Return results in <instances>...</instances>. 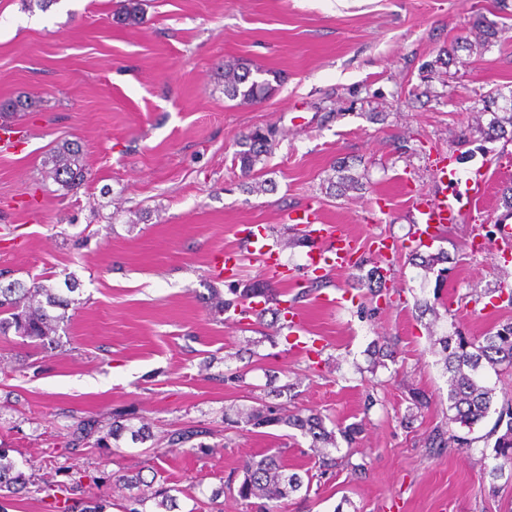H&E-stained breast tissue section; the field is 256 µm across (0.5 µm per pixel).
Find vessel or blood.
I'll use <instances>...</instances> for the list:
<instances>
[{"mask_svg":"<svg viewBox=\"0 0 512 512\" xmlns=\"http://www.w3.org/2000/svg\"><path fill=\"white\" fill-rule=\"evenodd\" d=\"M436 177L439 183L437 192L420 193L411 200L415 215L414 240L418 243L447 225L462 222L464 218L461 199L454 191L458 182L455 168L450 167L449 163H441L436 169ZM288 220L295 229L304 231L311 242L307 269L316 271L326 266L338 269L353 267L352 240L342 234L326 236L324 221L316 213L295 212L289 214ZM247 245L263 259L267 271L278 273V253L266 225H252Z\"/></svg>","mask_w":512,"mask_h":512,"instance_id":"vessel-or-blood-1","label":"vessel or blood"}]
</instances>
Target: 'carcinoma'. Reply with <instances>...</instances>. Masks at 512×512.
Listing matches in <instances>:
<instances>
[{"instance_id": "carcinoma-1", "label": "carcinoma", "mask_w": 512, "mask_h": 512, "mask_svg": "<svg viewBox=\"0 0 512 512\" xmlns=\"http://www.w3.org/2000/svg\"><path fill=\"white\" fill-rule=\"evenodd\" d=\"M144 18L142 0H124L120 20L137 25ZM224 96L230 100L253 103L263 100L271 90L267 79L253 76L250 69L240 63L224 65ZM483 114L491 118L483 133L491 140H512V86L499 87L483 96ZM242 150L236 153L240 168L251 172L260 156L267 152L268 138L253 132L240 141ZM82 147L77 142H65L53 150L44 161L46 174L63 188H69L84 180L85 167L82 162ZM339 190L359 188V178L350 173L346 165L335 169ZM386 276L377 267L365 276L364 286L374 298L383 296ZM73 300L64 298L55 289L42 282H34L27 287L19 282H11L5 287L0 286V333L9 330L23 338L41 342L53 340L52 333L57 331L59 324L71 319L68 309ZM443 353L444 366L448 373V417L449 429H436L427 437L430 448H449L454 445L471 446L478 438L459 436L450 429L452 425L473 431L474 426L486 419L489 413L497 414L496 421L489 435L497 433L500 426L505 432L495 440L494 459L498 464L489 471L492 480L509 474L512 478V399L503 400L500 408L494 407L497 382L501 375L512 371V322H502L485 334L482 339H471L456 330L451 335L438 339ZM494 372L496 382H491L489 372ZM126 414L117 411L112 414V423L108 430H103L97 420L80 421L73 431L76 440L93 442L97 446L109 447V442L118 440L128 430ZM235 424L243 423L253 428H263L283 424L300 431L303 437L311 439L309 450L312 457L318 460L322 468L336 465V457L332 450L338 449L336 436L352 446L357 435L361 433V425L353 423L345 427H337V431H329L325 427L321 415L301 412L282 413L264 407H253L244 412ZM130 431V430H128ZM131 439L143 442L151 438V434L140 427L130 431ZM199 435L194 429H183L168 435L167 447L176 450L190 443ZM312 481L309 471L288 472L279 452H266L258 460H248L242 469V479L236 487L238 498L250 505L251 500L266 499L279 501L291 493L299 491L304 481ZM30 477L19 467L16 461L8 458L0 451V489H13L27 486ZM174 488L159 486L150 492H141L127 498L123 512H147V502H152L154 512H175L178 509L177 496L172 494Z\"/></svg>"}]
</instances>
